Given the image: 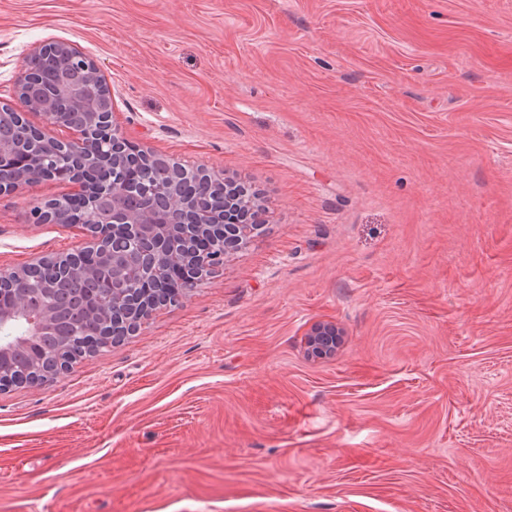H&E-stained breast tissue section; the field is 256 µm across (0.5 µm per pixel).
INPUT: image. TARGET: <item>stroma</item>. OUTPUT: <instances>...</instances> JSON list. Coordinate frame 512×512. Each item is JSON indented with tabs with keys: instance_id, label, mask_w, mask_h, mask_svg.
I'll use <instances>...</instances> for the list:
<instances>
[{
	"instance_id": "35a3bbf8",
	"label": "stroma",
	"mask_w": 512,
	"mask_h": 512,
	"mask_svg": "<svg viewBox=\"0 0 512 512\" xmlns=\"http://www.w3.org/2000/svg\"><path fill=\"white\" fill-rule=\"evenodd\" d=\"M52 40L264 226L0 391V512H512V0H0V99ZM71 192L0 197V267L83 245L31 214ZM101 304L106 312L107 318L103 321L104 325H109L111 323V315H112V335L115 336L122 331L117 330V328L125 327L124 330L125 336L134 335L141 326L152 316V314L164 307H166L167 303L164 299H159L157 296L150 297L147 301L141 304L138 309H133L127 318H120L116 316V308L112 306H107L103 302ZM305 346L310 356L326 358L334 355L343 331L332 321H318L305 334Z\"/></svg>"
}]
</instances>
